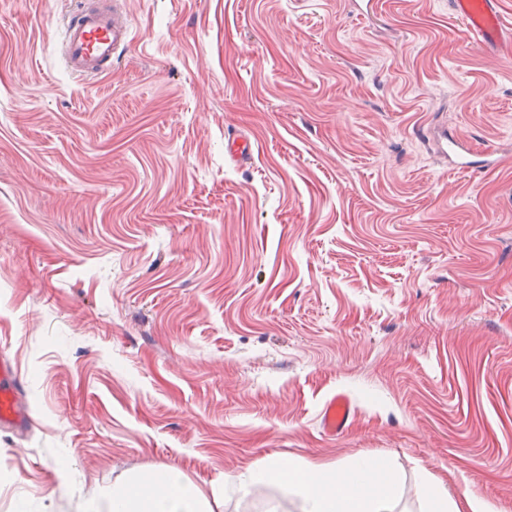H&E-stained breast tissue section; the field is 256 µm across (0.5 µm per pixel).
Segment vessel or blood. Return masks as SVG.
Listing matches in <instances>:
<instances>
[{
	"mask_svg": "<svg viewBox=\"0 0 512 512\" xmlns=\"http://www.w3.org/2000/svg\"><path fill=\"white\" fill-rule=\"evenodd\" d=\"M453 14L463 22L480 46L512 48V28H504L500 0H453ZM133 40V30L120 0H76L66 17L60 41L65 70L80 78L108 74L115 52ZM353 415L348 396L338 394L325 405L322 417L327 434L338 435L350 425ZM31 422L22 377L11 357L0 355V430L19 433Z\"/></svg>",
	"mask_w": 512,
	"mask_h": 512,
	"instance_id": "vessel-or-blood-1",
	"label": "vessel or blood"
}]
</instances>
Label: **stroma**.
<instances>
[{
	"label": "stroma",
	"instance_id": "1",
	"mask_svg": "<svg viewBox=\"0 0 512 512\" xmlns=\"http://www.w3.org/2000/svg\"><path fill=\"white\" fill-rule=\"evenodd\" d=\"M69 2L0 0V352L32 414L0 432V512L160 465L295 512L225 474L365 455L395 512L425 476L512 512V56L451 0H126L135 38L85 83ZM353 415L352 403L345 394L333 396L325 405L322 417L324 431L329 435L343 433L350 425Z\"/></svg>",
	"mask_w": 512,
	"mask_h": 512
}]
</instances>
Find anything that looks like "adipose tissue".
I'll return each mask as SVG.
<instances>
[{
  "label": "adipose tissue",
  "mask_w": 512,
  "mask_h": 512,
  "mask_svg": "<svg viewBox=\"0 0 512 512\" xmlns=\"http://www.w3.org/2000/svg\"><path fill=\"white\" fill-rule=\"evenodd\" d=\"M398 476L379 458L362 457L349 468L307 463L289 483L297 512H393ZM221 498L206 496L180 470L158 466L130 473L89 499L83 512H218Z\"/></svg>",
  "instance_id": "adipose-tissue-1"
}]
</instances>
